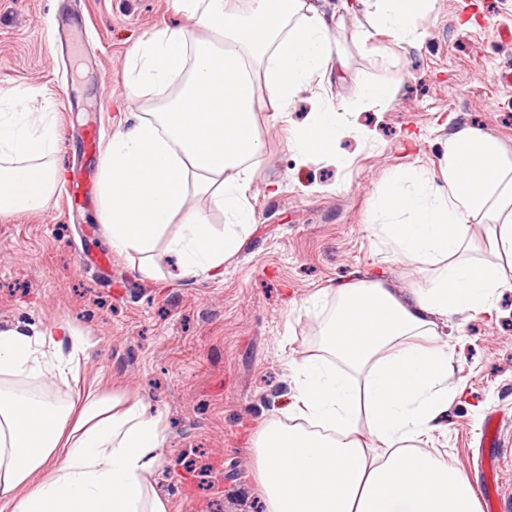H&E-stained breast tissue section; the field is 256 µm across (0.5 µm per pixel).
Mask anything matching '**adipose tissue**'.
Wrapping results in <instances>:
<instances>
[{
	"instance_id": "1",
	"label": "adipose tissue",
	"mask_w": 512,
	"mask_h": 512,
	"mask_svg": "<svg viewBox=\"0 0 512 512\" xmlns=\"http://www.w3.org/2000/svg\"><path fill=\"white\" fill-rule=\"evenodd\" d=\"M174 4L195 30L159 29L130 52L127 84L139 103L105 150L99 218L114 251L142 254L144 278L158 274L161 244L177 257L178 277L216 279L253 222L258 115L287 118L298 94L322 82L334 23L309 0ZM433 4L376 0L355 34L416 43ZM22 99L0 90L1 215L44 209L59 176L55 118ZM344 138L375 136L314 93L308 121L292 134L297 160L346 166ZM447 148L442 177L393 175L371 219L396 257L429 270L425 286L341 289L319 354L288 367L293 400L256 440L266 512H479L470 479L427 449L457 395L451 356L427 339L449 311L490 306L512 284L502 264L512 259V163L496 138L469 128ZM198 196L223 212V230L193 207ZM176 221L179 233L166 236ZM475 222L491 259L468 254ZM90 345L63 322L0 330V512H168L147 481L164 441L149 402L91 390L82 404H61L22 387L47 373L78 384Z\"/></svg>"
}]
</instances>
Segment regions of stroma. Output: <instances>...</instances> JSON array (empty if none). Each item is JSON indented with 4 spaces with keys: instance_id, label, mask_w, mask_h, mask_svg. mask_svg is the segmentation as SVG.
<instances>
[{
    "instance_id": "35a3bbf8",
    "label": "stroma",
    "mask_w": 512,
    "mask_h": 512,
    "mask_svg": "<svg viewBox=\"0 0 512 512\" xmlns=\"http://www.w3.org/2000/svg\"><path fill=\"white\" fill-rule=\"evenodd\" d=\"M340 16L342 76L327 74L325 96L348 119L374 128V147L350 138L345 168L296 165L291 128L311 107L308 95L288 118L260 113L263 143L248 190L255 222L220 279L149 280L134 271L136 252L113 251L98 221V200L67 211L54 193L39 213L0 215V328L55 320L88 333L81 363L108 393L148 398L161 416L164 460L157 489L169 512H262L253 473L254 440L292 397L287 364L320 347V331L347 283L383 278L396 291L424 284L418 264L397 259L369 228L374 201L399 171L439 174L448 137L471 128L498 138L512 162V0H436L417 46L384 34L361 40L354 23L366 0H310ZM88 19L71 60L55 44L64 5ZM186 19L173 0H0V90L17 89L60 131L62 180L84 172L97 185L101 164L82 149L89 129L107 145L129 112L125 72L141 40ZM396 81L386 111L361 109L365 88ZM109 261L96 280L81 258ZM436 341L453 356L460 394L435 436L449 464L472 482L480 461H501L500 512H512V288L492 306L449 314ZM504 417L503 443L481 446L488 415Z\"/></svg>"
}]
</instances>
